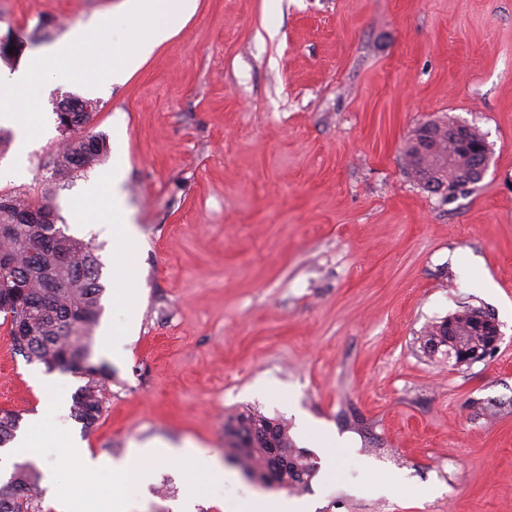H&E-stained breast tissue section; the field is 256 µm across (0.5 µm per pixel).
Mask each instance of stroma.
<instances>
[{
  "label": "stroma",
  "instance_id": "1",
  "mask_svg": "<svg viewBox=\"0 0 512 512\" xmlns=\"http://www.w3.org/2000/svg\"><path fill=\"white\" fill-rule=\"evenodd\" d=\"M120 4L0 0V72ZM67 96L94 102L109 154L50 184ZM41 107L49 131L0 154V192L48 195L78 237L75 202L122 162L141 307L121 350L94 333L111 382L87 433L70 416L84 378L28 362L0 315V409L30 420L46 373L67 394L57 425L92 455L160 438L220 460L226 416L251 406L312 458L315 435L343 443L335 476L301 493L312 512H512V0H282L274 17L267 0H198L125 83L52 86ZM430 119L491 148L483 180L448 199L405 170ZM466 303L495 315L497 349L462 366L426 353L425 327ZM390 469L406 488L376 494ZM228 493L166 465L138 503L223 512Z\"/></svg>",
  "mask_w": 512,
  "mask_h": 512
}]
</instances>
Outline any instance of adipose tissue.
<instances>
[{
    "mask_svg": "<svg viewBox=\"0 0 512 512\" xmlns=\"http://www.w3.org/2000/svg\"><path fill=\"white\" fill-rule=\"evenodd\" d=\"M101 181L106 188L105 193L91 195L79 201L77 207L85 213L87 223L94 230L109 232L114 244L112 267L117 274L113 302L129 309L136 299L137 281L136 269L128 259V248L137 240L134 214L121 197L120 166H113L111 173L102 176ZM304 509L302 499H279L255 491L241 493L224 503V512H304Z\"/></svg>",
    "mask_w": 512,
    "mask_h": 512,
    "instance_id": "ef3b65f1",
    "label": "adipose tissue"
}]
</instances>
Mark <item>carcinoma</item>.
Instances as JSON below:
<instances>
[{
    "instance_id": "carcinoma-1",
    "label": "carcinoma",
    "mask_w": 512,
    "mask_h": 512,
    "mask_svg": "<svg viewBox=\"0 0 512 512\" xmlns=\"http://www.w3.org/2000/svg\"><path fill=\"white\" fill-rule=\"evenodd\" d=\"M91 112H70L57 117L58 124L71 126L67 140L54 153L48 166L50 181L87 171L103 162L108 142L99 133L88 139L86 125ZM406 170L432 193L453 178L459 188L478 183L483 174L469 175L472 160L461 165L452 157L450 167L419 171L410 160L412 147L404 144ZM54 212L49 199L35 202L23 192L0 194V226L11 234L0 236V280L9 279L8 292L0 290V312L10 308L9 336L14 349L47 372H74L72 363L86 359L80 371L86 378L72 397L71 416L91 430L102 415V390L109 379L103 364L91 362L94 330L102 315L101 263L92 246L54 226V236L42 235L39 224H18L15 214ZM424 346L431 351L448 345L442 321L428 325ZM21 415L0 409V447L11 442L19 429ZM224 459L244 476L278 489L299 491L308 485L314 469L310 457L294 447L288 425L258 409L245 407L227 415L224 422ZM42 472L30 461L16 462L6 485L0 488V512H27L31 493L38 490Z\"/></svg>"
}]
</instances>
